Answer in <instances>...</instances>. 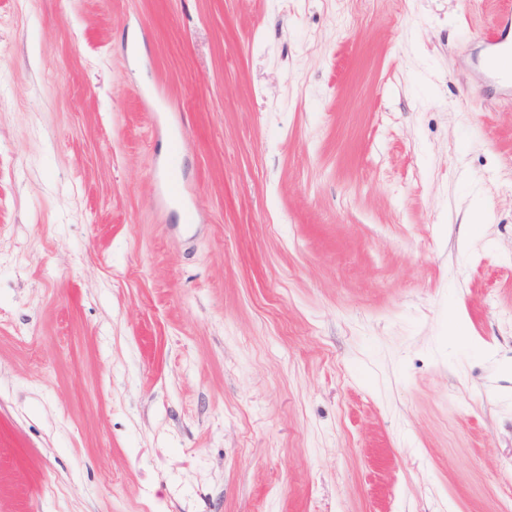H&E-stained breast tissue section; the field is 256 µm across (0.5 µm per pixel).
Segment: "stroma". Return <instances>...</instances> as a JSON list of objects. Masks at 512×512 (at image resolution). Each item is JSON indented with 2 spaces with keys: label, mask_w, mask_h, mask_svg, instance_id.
<instances>
[{
  "label": "stroma",
  "mask_w": 512,
  "mask_h": 512,
  "mask_svg": "<svg viewBox=\"0 0 512 512\" xmlns=\"http://www.w3.org/2000/svg\"><path fill=\"white\" fill-rule=\"evenodd\" d=\"M509 9L0 0V512H503Z\"/></svg>",
  "instance_id": "1"
}]
</instances>
